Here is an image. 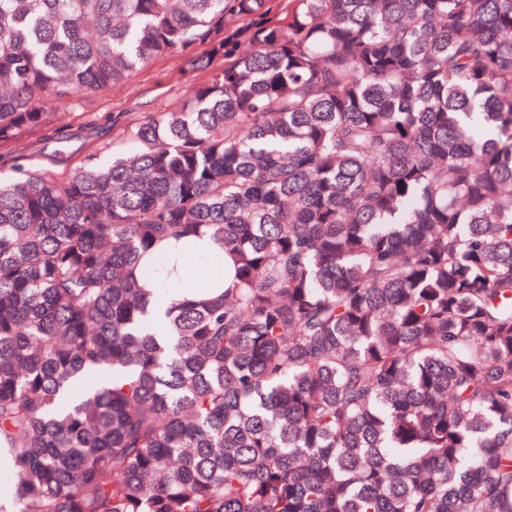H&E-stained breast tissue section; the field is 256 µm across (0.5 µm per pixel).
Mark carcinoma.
Returning <instances> with one entry per match:
<instances>
[{"instance_id":"carcinoma-1","label":"carcinoma","mask_w":512,"mask_h":512,"mask_svg":"<svg viewBox=\"0 0 512 512\" xmlns=\"http://www.w3.org/2000/svg\"><path fill=\"white\" fill-rule=\"evenodd\" d=\"M160 55L0 179V512H512V0H0V147ZM201 231L231 287L147 330ZM182 57L162 55L144 69L133 71L116 88L100 91L81 107L54 106L59 112L48 138L41 130L27 132L15 148L0 150L2 178L13 176L18 167L62 179L73 172L88 154L112 148V141L129 121L148 112L179 106L186 91L203 80L201 73L185 69ZM117 120L116 126L112 122ZM107 147V148H106ZM180 248L181 241L178 242L173 239L161 241L151 255L146 256L141 260L140 268L148 264L157 267H160L161 265L169 266L177 257ZM145 288H152L155 292V303L159 309H164L170 298L179 297L183 294V289L174 275L149 278L145 282Z\"/></svg>"}]
</instances>
